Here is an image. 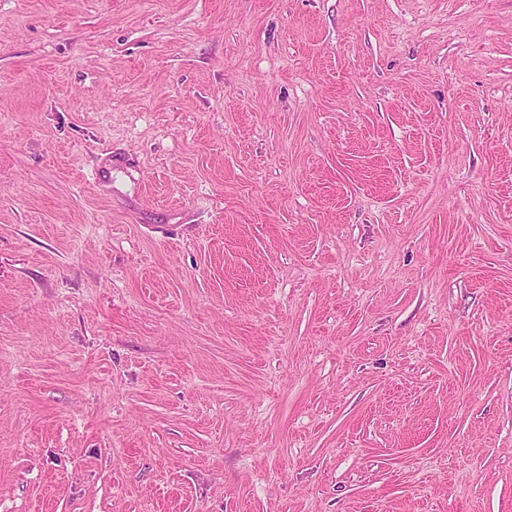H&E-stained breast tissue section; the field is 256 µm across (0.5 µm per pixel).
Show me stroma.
Masks as SVG:
<instances>
[{
    "mask_svg": "<svg viewBox=\"0 0 512 512\" xmlns=\"http://www.w3.org/2000/svg\"><path fill=\"white\" fill-rule=\"evenodd\" d=\"M0 512H512V0H0Z\"/></svg>",
    "mask_w": 512,
    "mask_h": 512,
    "instance_id": "obj_1",
    "label": "stroma"
}]
</instances>
